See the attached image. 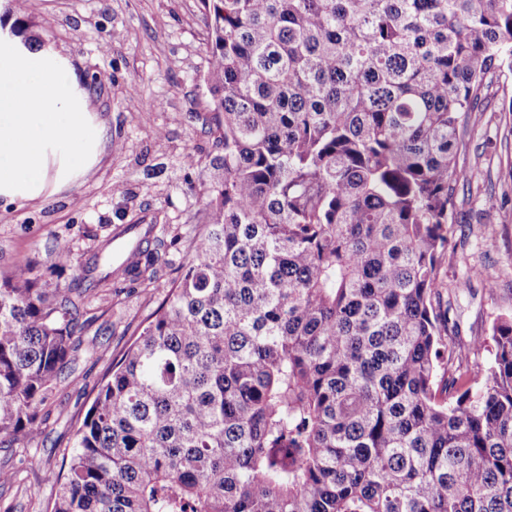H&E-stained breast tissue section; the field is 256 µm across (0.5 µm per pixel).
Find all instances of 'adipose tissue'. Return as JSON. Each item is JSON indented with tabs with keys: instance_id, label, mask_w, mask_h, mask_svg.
I'll list each match as a JSON object with an SVG mask.
<instances>
[{
	"instance_id": "obj_1",
	"label": "adipose tissue",
	"mask_w": 512,
	"mask_h": 512,
	"mask_svg": "<svg viewBox=\"0 0 512 512\" xmlns=\"http://www.w3.org/2000/svg\"><path fill=\"white\" fill-rule=\"evenodd\" d=\"M69 58L0 32V203H34L83 183L112 135Z\"/></svg>"
}]
</instances>
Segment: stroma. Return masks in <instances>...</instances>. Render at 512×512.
Returning <instances> with one entry per match:
<instances>
[{
    "instance_id": "obj_1",
    "label": "stroma",
    "mask_w": 512,
    "mask_h": 512,
    "mask_svg": "<svg viewBox=\"0 0 512 512\" xmlns=\"http://www.w3.org/2000/svg\"><path fill=\"white\" fill-rule=\"evenodd\" d=\"M14 18L25 36L63 52L89 81V108L108 125L112 148L73 190L41 203L0 206V269L27 263L48 286L65 287L103 244L120 264L145 225L169 241L153 278L80 302L88 320L82 339L98 350L79 352L66 369L34 443L57 467L74 444V425L94 386L176 278L185 253L174 235L200 220L206 186L200 167H187L184 157L191 152L204 163L217 152L205 106L208 28L198 0H41L36 12ZM456 162L470 178L454 191L442 274L467 341L512 315V58L499 61L475 111L466 114ZM60 247L72 261L57 269L53 254ZM25 456L21 448L0 450V461L17 474L0 503L14 512H44L55 490L29 472Z\"/></svg>"
}]
</instances>
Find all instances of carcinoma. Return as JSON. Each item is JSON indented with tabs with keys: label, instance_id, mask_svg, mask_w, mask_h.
<instances>
[{
	"label": "carcinoma",
	"instance_id": "cac0c4a2",
	"mask_svg": "<svg viewBox=\"0 0 512 512\" xmlns=\"http://www.w3.org/2000/svg\"><path fill=\"white\" fill-rule=\"evenodd\" d=\"M218 153L202 221L103 375L50 512H512V317L442 293L460 115L512 54V0H199ZM76 287L0 272V448L44 432ZM489 358L470 361L461 349Z\"/></svg>",
	"mask_w": 512,
	"mask_h": 512
}]
</instances>
